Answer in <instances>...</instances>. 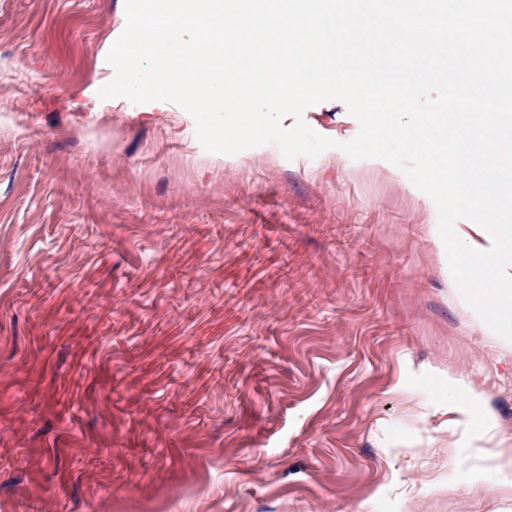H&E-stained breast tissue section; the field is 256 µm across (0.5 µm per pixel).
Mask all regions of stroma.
Returning a JSON list of instances; mask_svg holds the SVG:
<instances>
[{
  "label": "stroma",
  "instance_id": "obj_1",
  "mask_svg": "<svg viewBox=\"0 0 512 512\" xmlns=\"http://www.w3.org/2000/svg\"><path fill=\"white\" fill-rule=\"evenodd\" d=\"M124 15L0 0V512H512L438 410L459 373L512 436L434 201L338 100L290 160L101 98Z\"/></svg>",
  "mask_w": 512,
  "mask_h": 512
}]
</instances>
